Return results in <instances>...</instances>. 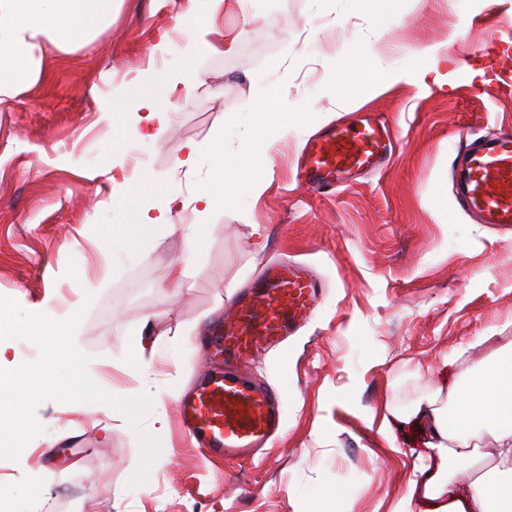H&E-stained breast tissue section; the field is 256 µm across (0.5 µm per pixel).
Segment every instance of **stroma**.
Returning a JSON list of instances; mask_svg holds the SVG:
<instances>
[{
    "instance_id": "35a3bbf8",
    "label": "stroma",
    "mask_w": 512,
    "mask_h": 512,
    "mask_svg": "<svg viewBox=\"0 0 512 512\" xmlns=\"http://www.w3.org/2000/svg\"><path fill=\"white\" fill-rule=\"evenodd\" d=\"M190 5L117 0L111 30L53 52L43 80L0 105V297L45 317L85 306L75 344L90 377L116 397L144 391L143 427L160 440L146 489L129 487L140 461L129 422L103 403L46 400L41 433L18 460L0 459V502L23 512L43 487L40 512L65 498L69 512H393L422 481L429 438L408 414L429 393L447 403L480 369L474 337L512 343V230L460 212L451 178L459 130L512 132V85L484 80L482 55L512 31V0H393L379 19L348 0H223L221 50L194 63L204 90H168L164 129L141 138L139 90L182 54ZM441 43L445 88L335 92L355 46L381 67L410 68L416 48ZM469 68L478 86L457 82ZM258 81L287 112L308 114L257 155L266 189L241 177L199 247L163 227L148 240L113 233L153 179L179 199L173 223H198L193 197L208 166L186 170L187 146L220 131L226 155L238 154ZM362 112L395 131L383 170L333 195L298 185L307 138ZM280 258L308 264L324 288L313 318L251 368L280 395L284 430L254 461H204L177 426L179 400L212 362L202 337ZM140 338L156 343L143 376L127 369Z\"/></svg>"
}]
</instances>
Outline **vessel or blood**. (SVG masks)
<instances>
[{"mask_svg":"<svg viewBox=\"0 0 512 512\" xmlns=\"http://www.w3.org/2000/svg\"><path fill=\"white\" fill-rule=\"evenodd\" d=\"M391 144L389 127L375 117L333 125L309 138L297 177L312 192L336 190L353 175L380 170ZM453 183L465 212L485 224L512 227V133L466 142ZM321 299L322 286L307 265L277 260L266 265L255 285L239 292L223 323L205 336L218 364L177 407L181 432L203 459L253 457L281 429L278 393L254 384L240 368L305 325Z\"/></svg>","mask_w":512,"mask_h":512,"instance_id":"b4317fda","label":"vessel or blood"}]
</instances>
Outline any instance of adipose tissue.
I'll return each mask as SVG.
<instances>
[{
    "label": "adipose tissue",
    "mask_w": 512,
    "mask_h": 512,
    "mask_svg": "<svg viewBox=\"0 0 512 512\" xmlns=\"http://www.w3.org/2000/svg\"><path fill=\"white\" fill-rule=\"evenodd\" d=\"M115 0H0V105L33 87L46 61L44 44L62 52L87 45L112 23ZM186 18L188 43L183 61L174 63V81L183 82L186 92L199 89V76L190 75L187 60L218 49L211 41L215 17L223 0H193ZM448 54L447 45L419 48L415 67L380 69L370 52L356 48L353 61L338 77L339 89L348 95L372 94L404 79L444 86L448 77L440 73L438 61ZM208 157L209 174L198 188L194 201L206 215L224 205V186L239 176L237 160H225L224 137L217 134L203 146L187 147L183 164L194 168L200 157ZM173 196L159 195L153 206L139 207L123 232L149 237L155 227L203 239V225L174 224L170 213ZM452 407H441L436 396H428L422 415L430 433L429 448L437 450L441 465L426 474L423 496L433 502L432 512H512V351H495L482 372L468 387L448 393ZM495 445L479 447L484 435ZM490 462L492 474L479 470ZM469 472L468 500L454 501V478Z\"/></svg>",
    "instance_id": "obj_1"
}]
</instances>
